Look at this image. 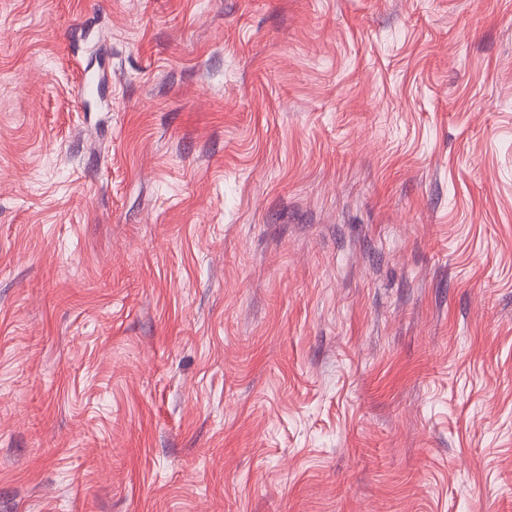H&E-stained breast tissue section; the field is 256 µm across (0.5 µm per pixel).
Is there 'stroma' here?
I'll list each match as a JSON object with an SVG mask.
<instances>
[{
    "instance_id": "obj_1",
    "label": "stroma",
    "mask_w": 512,
    "mask_h": 512,
    "mask_svg": "<svg viewBox=\"0 0 512 512\" xmlns=\"http://www.w3.org/2000/svg\"><path fill=\"white\" fill-rule=\"evenodd\" d=\"M0 512H512V0H0Z\"/></svg>"
}]
</instances>
